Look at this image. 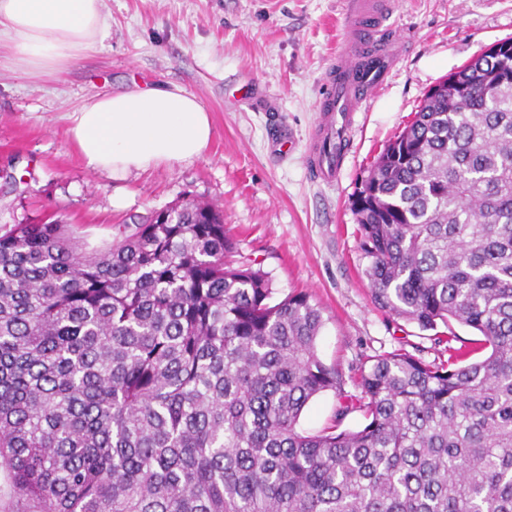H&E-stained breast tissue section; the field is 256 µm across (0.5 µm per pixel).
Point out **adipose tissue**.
<instances>
[{"mask_svg": "<svg viewBox=\"0 0 512 512\" xmlns=\"http://www.w3.org/2000/svg\"><path fill=\"white\" fill-rule=\"evenodd\" d=\"M103 29L101 0H0V59L58 68ZM70 134L89 169L122 179L202 155L212 125L192 93L136 87L84 104L71 116Z\"/></svg>", "mask_w": 512, "mask_h": 512, "instance_id": "obj_1", "label": "adipose tissue"}]
</instances>
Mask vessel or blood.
I'll return each instance as SVG.
<instances>
[{
  "label": "vessel or blood",
  "mask_w": 512,
  "mask_h": 512,
  "mask_svg": "<svg viewBox=\"0 0 512 512\" xmlns=\"http://www.w3.org/2000/svg\"><path fill=\"white\" fill-rule=\"evenodd\" d=\"M395 8V0H346L340 50L324 77L307 151V165L324 185H333L340 173L357 112L400 60L404 41L390 21Z\"/></svg>",
  "instance_id": "b4317fda"
}]
</instances>
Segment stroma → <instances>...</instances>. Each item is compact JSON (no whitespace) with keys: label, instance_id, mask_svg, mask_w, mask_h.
<instances>
[{"label":"stroma","instance_id":"stroma-1","mask_svg":"<svg viewBox=\"0 0 512 512\" xmlns=\"http://www.w3.org/2000/svg\"><path fill=\"white\" fill-rule=\"evenodd\" d=\"M343 11L344 0H103V34L63 70L1 61L0 165L29 188L0 189V229L61 218L95 246L116 225L203 200L222 210L236 260L267 272L274 300L305 292L319 305L318 354L346 377V391L360 364L381 354L446 359L433 331L373 303L350 198L432 87L512 38V0H397L405 56L358 113L352 148L326 186L305 152ZM154 85L179 86L207 110L204 153L122 180L87 168L70 114L92 98ZM279 124L290 151L270 138Z\"/></svg>","mask_w":512,"mask_h":512}]
</instances>
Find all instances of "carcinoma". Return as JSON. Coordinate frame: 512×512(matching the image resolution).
Returning a JSON list of instances; mask_svg holds the SVG:
<instances>
[{
    "label": "carcinoma",
    "mask_w": 512,
    "mask_h": 512,
    "mask_svg": "<svg viewBox=\"0 0 512 512\" xmlns=\"http://www.w3.org/2000/svg\"><path fill=\"white\" fill-rule=\"evenodd\" d=\"M512 38L427 94L351 207L372 298L491 352L387 353L342 373L307 293L234 259L178 206L89 249L71 224L0 234V512H512ZM334 390L333 424L298 428ZM351 409L367 423L339 429Z\"/></svg>",
    "instance_id": "obj_1"
}]
</instances>
